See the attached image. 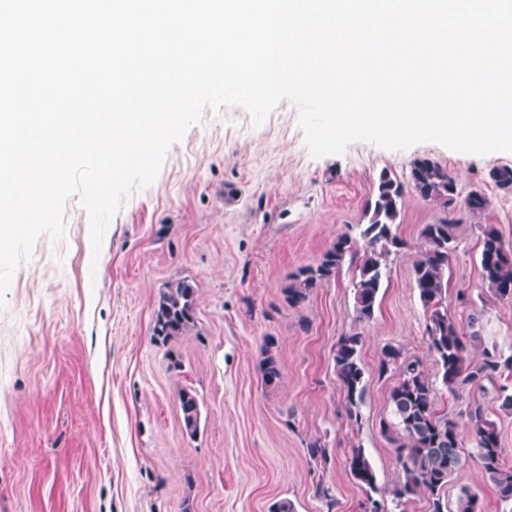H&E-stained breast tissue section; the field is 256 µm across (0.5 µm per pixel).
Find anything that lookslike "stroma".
Instances as JSON below:
<instances>
[{
	"instance_id": "1",
	"label": "stroma",
	"mask_w": 512,
	"mask_h": 512,
	"mask_svg": "<svg viewBox=\"0 0 512 512\" xmlns=\"http://www.w3.org/2000/svg\"><path fill=\"white\" fill-rule=\"evenodd\" d=\"M446 167L456 183L449 207L422 199L407 181L417 159ZM512 152L478 155L422 142L392 150L354 141L313 156L297 107L281 101L261 123L243 108L205 111L168 151L155 180L133 187L93 246L78 198L64 208L60 240L41 235L15 271L0 307V512H364L365 490L348 459L363 448L376 498L389 499L402 473L389 400L396 373L378 371L384 347L419 358L429 376L427 314L413 268L426 248L425 225L452 217L448 313L466 333L467 356L512 355V298L495 296L480 273L485 226L512 244V188L494 169ZM405 183L397 233L404 246L387 259L372 319L355 311L356 269L343 265L301 305L282 288L316 264L340 235L359 232L381 175ZM478 193L483 210L466 199ZM194 282L196 326L167 343L153 338L152 311L168 282ZM361 334L364 392L358 421L334 370L341 337ZM280 376L265 384L262 347ZM438 393L440 412L465 421L479 400L495 421L512 466V411L500 386ZM200 404L187 435L180 390ZM319 443L322 455L308 447ZM444 493L479 496L481 512H512L464 443Z\"/></svg>"
}]
</instances>
